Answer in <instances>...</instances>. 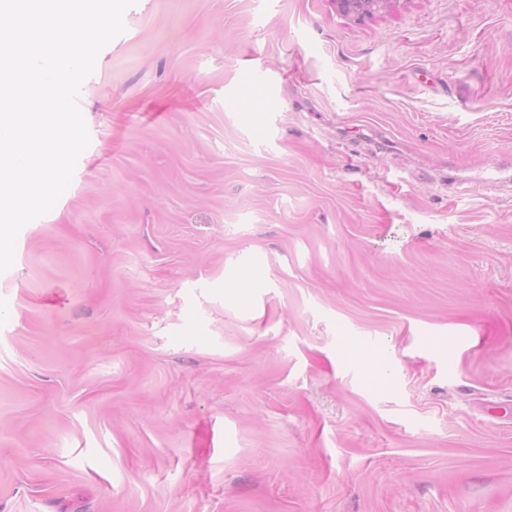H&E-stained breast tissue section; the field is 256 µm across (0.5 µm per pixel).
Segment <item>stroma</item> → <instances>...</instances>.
Instances as JSON below:
<instances>
[{
    "instance_id": "stroma-1",
    "label": "stroma",
    "mask_w": 512,
    "mask_h": 512,
    "mask_svg": "<svg viewBox=\"0 0 512 512\" xmlns=\"http://www.w3.org/2000/svg\"><path fill=\"white\" fill-rule=\"evenodd\" d=\"M0 274V512H512V0H138ZM394 0H336V9L345 17H373L386 11Z\"/></svg>"
}]
</instances>
